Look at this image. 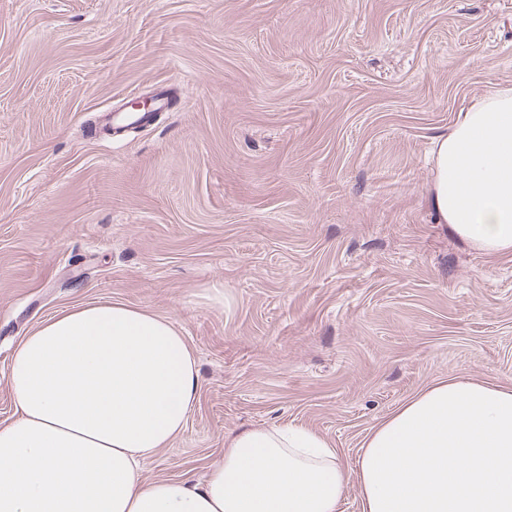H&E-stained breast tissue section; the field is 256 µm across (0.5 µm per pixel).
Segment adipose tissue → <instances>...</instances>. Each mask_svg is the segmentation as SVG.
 <instances>
[{"label": "adipose tissue", "mask_w": 512, "mask_h": 512, "mask_svg": "<svg viewBox=\"0 0 512 512\" xmlns=\"http://www.w3.org/2000/svg\"><path fill=\"white\" fill-rule=\"evenodd\" d=\"M426 201L474 251L512 253V85L489 86L432 140ZM0 424V512H512V386H427L373 428L355 466L304 428L242 429L202 482H145L187 426L198 363L167 318L119 301L42 322L15 348Z\"/></svg>", "instance_id": "ef3b65f1"}]
</instances>
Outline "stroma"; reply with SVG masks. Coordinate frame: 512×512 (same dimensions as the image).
I'll use <instances>...</instances> for the list:
<instances>
[{
	"mask_svg": "<svg viewBox=\"0 0 512 512\" xmlns=\"http://www.w3.org/2000/svg\"><path fill=\"white\" fill-rule=\"evenodd\" d=\"M492 82L512 0H0V424L18 342L94 300L169 318L198 361L149 481H202L257 426L351 464L435 381L512 384V254L425 204L433 135Z\"/></svg>",
	"mask_w": 512,
	"mask_h": 512,
	"instance_id": "stroma-1",
	"label": "stroma"
}]
</instances>
